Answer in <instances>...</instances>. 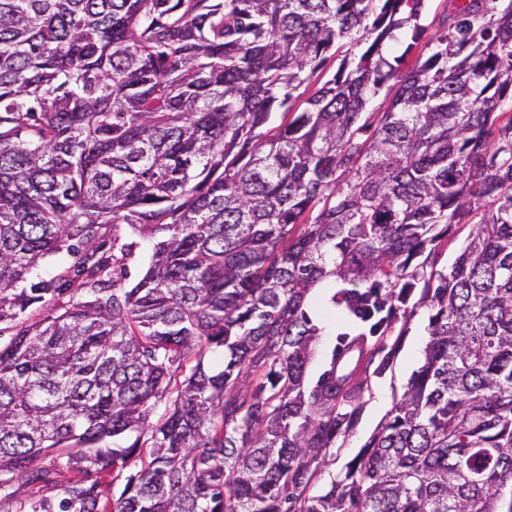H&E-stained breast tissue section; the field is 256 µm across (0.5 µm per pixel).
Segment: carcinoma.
<instances>
[{"label": "carcinoma", "mask_w": 512, "mask_h": 512, "mask_svg": "<svg viewBox=\"0 0 512 512\" xmlns=\"http://www.w3.org/2000/svg\"><path fill=\"white\" fill-rule=\"evenodd\" d=\"M425 2L0 0V512H512V0H449L391 85ZM330 278L360 358L420 283L430 316L322 484L361 392L334 353L308 381ZM340 55H344V53H338L335 56L329 58L324 68L317 70L313 74L308 72L309 79L305 85L300 88L299 92L302 94L296 101L292 103L290 112H294L298 109L301 110L305 106V100L309 98L319 87H321V85L326 80L332 76L342 58ZM117 234L119 236L118 246L136 242L132 248L131 256L124 261L128 272L127 279L124 281L127 286L134 283L148 266L152 253L151 244L131 233L125 225L119 227ZM470 230V225L456 224L452 226L448 234L444 233L442 235V254L438 258V270L447 269L448 272L451 271L455 257L466 244Z\"/></svg>", "instance_id": "1"}]
</instances>
